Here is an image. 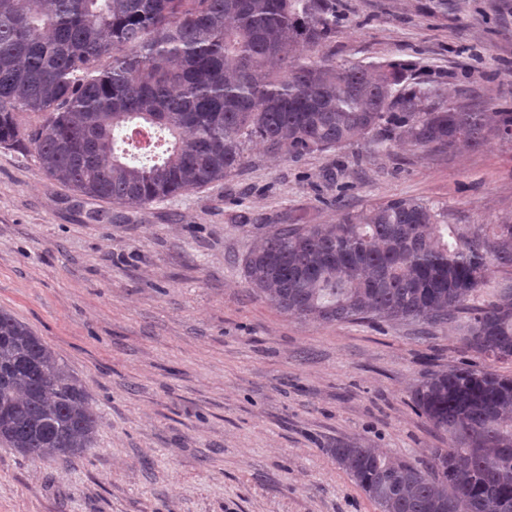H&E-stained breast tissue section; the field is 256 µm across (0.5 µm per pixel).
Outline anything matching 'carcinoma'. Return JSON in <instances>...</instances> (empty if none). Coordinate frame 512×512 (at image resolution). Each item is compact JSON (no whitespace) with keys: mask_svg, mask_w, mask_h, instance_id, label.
Masks as SVG:
<instances>
[{"mask_svg":"<svg viewBox=\"0 0 512 512\" xmlns=\"http://www.w3.org/2000/svg\"><path fill=\"white\" fill-rule=\"evenodd\" d=\"M336 0H0V145L33 148L43 172L127 209L224 179L245 145L300 158L373 133L422 151L512 139V113L428 103L392 61L314 60ZM44 115L34 129L24 114ZM165 140L136 157L131 132ZM251 290L323 324H456L468 349L512 359V218L449 224L431 203L392 199L335 224H286L243 260ZM448 435L431 468L360 445L331 449L380 512H512V377L463 363L413 392ZM98 417L79 381L0 309V444L76 459Z\"/></svg>","mask_w":512,"mask_h":512,"instance_id":"1","label":"carcinoma"}]
</instances>
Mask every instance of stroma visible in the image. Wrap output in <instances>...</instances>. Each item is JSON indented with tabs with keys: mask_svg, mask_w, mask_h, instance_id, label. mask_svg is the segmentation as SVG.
<instances>
[{
	"mask_svg": "<svg viewBox=\"0 0 512 512\" xmlns=\"http://www.w3.org/2000/svg\"><path fill=\"white\" fill-rule=\"evenodd\" d=\"M336 0L314 59L399 61L440 100L512 111V0ZM400 197L452 224L512 217V141L423 152L371 138L294 160L249 145L224 180L128 210L0 146V309L28 323L98 415L88 453L0 447V512H378L331 453L416 466L448 445L413 388L470 361L451 328L319 324L255 295L243 259L286 224H333Z\"/></svg>",
	"mask_w": 512,
	"mask_h": 512,
	"instance_id": "35a3bbf8",
	"label": "stroma"
}]
</instances>
